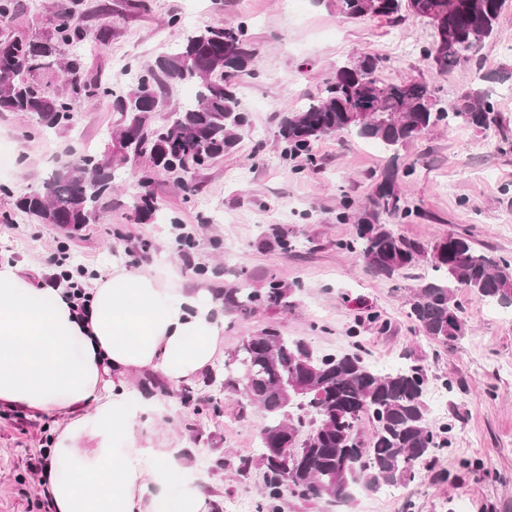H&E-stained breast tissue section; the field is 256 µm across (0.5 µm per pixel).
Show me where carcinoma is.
<instances>
[{
	"label": "carcinoma",
	"mask_w": 512,
	"mask_h": 512,
	"mask_svg": "<svg viewBox=\"0 0 512 512\" xmlns=\"http://www.w3.org/2000/svg\"><path fill=\"white\" fill-rule=\"evenodd\" d=\"M504 4L505 0H336V12L351 21H395L404 13L427 23L441 20L448 39L438 50H424V57L444 75L471 61L494 38ZM57 20L53 33L43 39L0 40V112L28 116L42 129L52 130L71 124L75 99L112 97L121 124L109 133L108 150L100 156L72 152L39 189L15 202L37 223L66 228L65 236L74 238L80 234L76 227H86L112 197L116 160L122 164L146 155L151 169L175 174L181 188L191 190L195 171L223 156L243 127L234 82L250 72L257 53L242 22L198 28L152 65L133 71L127 87L115 91L85 78L79 52L60 61V47L75 49L88 40V33L66 2L59 6ZM60 62L64 90L51 94L29 79ZM379 74L380 58L370 54L336 66L319 96L282 119L281 137L290 147H305L347 132L396 152L443 123H462L482 133L497 124L496 102L485 89L446 107L426 81L383 84ZM183 83L197 85L194 100L171 111L165 122L154 123L161 95ZM394 177L389 173L376 184L371 208L357 219L355 238L341 248L358 254L371 273L385 277L428 258L432 276L422 277L413 289L409 317L428 339L452 347L470 331L456 290L465 288L478 300L511 305L512 262L478 251L466 233L448 235L438 254L437 246L426 250L377 223L381 212L408 213L395 193ZM133 208L138 219H149L155 212L153 197L142 193ZM286 296L287 291L276 286L263 293L238 288L224 293V303L247 312L256 304L276 306ZM224 370V387L240 388L267 419L257 460L241 459L236 467L241 475L255 464L261 469L256 512H281L280 503L287 496L347 502L361 482L373 490L398 487L414 480L448 448V427H437L428 417L426 373L419 364L383 374L357 353L319 356L304 339L269 330L244 339L228 354ZM301 379L312 383L319 396L288 400L292 384ZM365 418L373 424L367 444L358 433ZM307 425L310 431L300 440L305 461L290 482L272 449L288 442V432L298 433Z\"/></svg>",
	"instance_id": "obj_1"
}]
</instances>
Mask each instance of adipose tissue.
<instances>
[{
    "label": "adipose tissue",
    "instance_id": "1",
    "mask_svg": "<svg viewBox=\"0 0 512 512\" xmlns=\"http://www.w3.org/2000/svg\"><path fill=\"white\" fill-rule=\"evenodd\" d=\"M89 293L84 321L67 288L0 261V403L66 416L42 476L55 512H211L198 487L169 492L173 449L132 438L127 377L196 378L221 347L223 315L208 289L117 264Z\"/></svg>",
    "mask_w": 512,
    "mask_h": 512
}]
</instances>
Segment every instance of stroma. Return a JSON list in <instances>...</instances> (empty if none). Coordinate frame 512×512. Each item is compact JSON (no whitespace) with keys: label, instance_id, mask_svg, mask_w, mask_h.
I'll return each instance as SVG.
<instances>
[{"label":"stroma","instance_id":"1","mask_svg":"<svg viewBox=\"0 0 512 512\" xmlns=\"http://www.w3.org/2000/svg\"><path fill=\"white\" fill-rule=\"evenodd\" d=\"M17 3L0 26V40L52 31L58 0ZM78 12L90 33H107L104 49L83 54L86 76L117 89L128 66L172 51L188 30L247 22L258 56L254 72L238 79L246 124L222 158L196 173L193 192L173 176L154 175L156 211L144 223L132 203L149 163L128 160L116 171L119 189L99 220L67 240L31 223L15 200L40 188L71 147L104 154L119 112L108 97L79 99L73 126L48 133L34 120L0 112V184L9 188L0 193V258L29 263L48 282L61 269L50 257L63 245L67 267L101 273L118 262L172 276L181 288L209 289L219 303L228 288L281 284L291 292L288 306L245 314L224 309L225 351L273 329L305 339L320 354L359 353L381 369L420 364L430 419L450 428V451L404 485L401 496L369 491L346 504V512H512V306L486 304L458 289L470 331L456 349H446L408 316L410 290L427 260L389 279L339 247L352 238L376 184L394 169L395 191L410 214L383 213L380 223L426 246L467 233L477 250L512 261V97L497 99L502 126L491 136L442 125L396 160L348 133L321 138L300 155L287 153L278 136L282 118L318 96L337 64L365 54L380 57L383 79L426 80L446 105L494 87L491 72L512 71V0L482 62L443 76L422 55L432 40L425 21L409 15L396 23L349 22L337 14L335 0H304L297 11L289 0H80ZM184 230L193 234L190 265L177 245ZM130 384L139 407L136 440L179 451L173 488L199 486L215 499L214 512H227L234 498L257 501L259 470L242 476L236 465L256 457L264 414L225 389L223 361L175 388L147 370L133 374ZM58 421L57 414L28 409L0 419V512H37L40 448ZM462 459L470 468H459ZM445 471L451 480L438 481Z\"/></svg>","mask_w":512,"mask_h":512}]
</instances>
